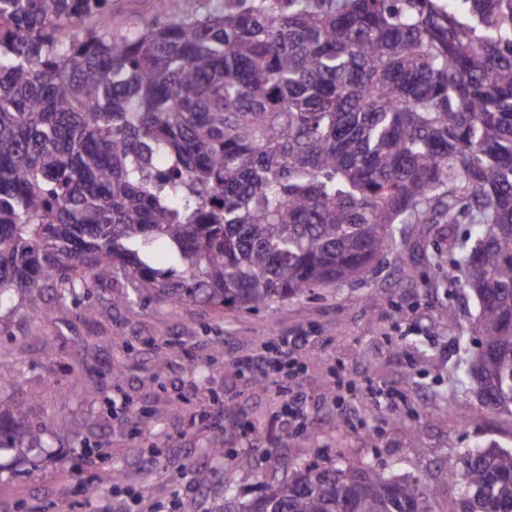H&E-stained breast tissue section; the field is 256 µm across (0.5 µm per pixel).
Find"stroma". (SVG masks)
Masks as SVG:
<instances>
[{
	"mask_svg": "<svg viewBox=\"0 0 512 512\" xmlns=\"http://www.w3.org/2000/svg\"><path fill=\"white\" fill-rule=\"evenodd\" d=\"M447 233L441 224L409 225L405 244L364 281L320 288L270 311L205 317L134 289L121 274L110 293L73 304L48 359L39 340L43 314L19 309L6 322L0 357L37 365L0 391V401L26 402L28 428L48 445L0 456V512H39L52 502L87 512L76 492L97 474L86 448L105 451L107 465L123 473L118 491H100L98 512H136L142 490L155 512H219L225 484L249 501L309 460L420 473L434 512H454L461 488L449 482V470L464 452L512 448V419L457 383L465 352L478 348L469 334L478 305L469 291L435 279L426 261L434 253L449 259ZM120 294L133 298L132 308L113 306ZM300 330L309 342L299 381L318 407L296 430L279 419L269 382L230 365L271 337ZM163 350L167 367L159 372ZM123 353L129 366L113 373L112 360ZM333 376L342 385L339 403L325 395ZM371 382L405 391L404 408L377 406ZM461 411L469 415L463 424ZM214 447L250 454L251 467L211 455ZM153 451L165 480L148 472Z\"/></svg>",
	"mask_w": 512,
	"mask_h": 512,
	"instance_id": "35a3bbf8",
	"label": "stroma"
}]
</instances>
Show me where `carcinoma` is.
Segmentation results:
<instances>
[{"label":"carcinoma","instance_id":"carcinoma-1","mask_svg":"<svg viewBox=\"0 0 512 512\" xmlns=\"http://www.w3.org/2000/svg\"><path fill=\"white\" fill-rule=\"evenodd\" d=\"M112 0H0V325L119 273L210 315L355 285L410 224H471L466 376L512 416V0H224L63 36ZM0 358V386L20 383ZM0 405V454L32 448ZM512 512V450L451 472ZM224 512H433L416 476L312 460Z\"/></svg>","mask_w":512,"mask_h":512}]
</instances>
